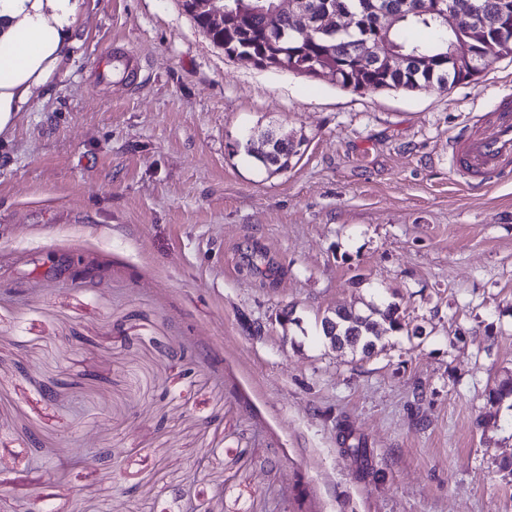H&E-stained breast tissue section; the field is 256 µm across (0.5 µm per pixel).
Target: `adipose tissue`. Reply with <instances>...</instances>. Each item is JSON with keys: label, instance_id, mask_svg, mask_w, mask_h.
<instances>
[{"label": "adipose tissue", "instance_id": "adipose-tissue-1", "mask_svg": "<svg viewBox=\"0 0 512 512\" xmlns=\"http://www.w3.org/2000/svg\"><path fill=\"white\" fill-rule=\"evenodd\" d=\"M75 0H0V134L61 64Z\"/></svg>", "mask_w": 512, "mask_h": 512}]
</instances>
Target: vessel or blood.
Listing matches in <instances>:
<instances>
[{
    "instance_id": "b4317fda",
    "label": "vessel or blood",
    "mask_w": 512,
    "mask_h": 512,
    "mask_svg": "<svg viewBox=\"0 0 512 512\" xmlns=\"http://www.w3.org/2000/svg\"><path fill=\"white\" fill-rule=\"evenodd\" d=\"M491 133L462 129L452 145L453 172L485 185L512 174V95L503 98L490 115Z\"/></svg>"
}]
</instances>
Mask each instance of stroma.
<instances>
[{
    "mask_svg": "<svg viewBox=\"0 0 512 512\" xmlns=\"http://www.w3.org/2000/svg\"><path fill=\"white\" fill-rule=\"evenodd\" d=\"M505 92L512 54L363 93L227 56L184 0H78L0 134V512H512V406L487 401L512 177L448 162ZM266 126L301 143L287 171L240 147ZM390 303L421 338L324 343L327 311Z\"/></svg>",
    "mask_w": 512,
    "mask_h": 512,
    "instance_id": "stroma-1",
    "label": "stroma"
}]
</instances>
